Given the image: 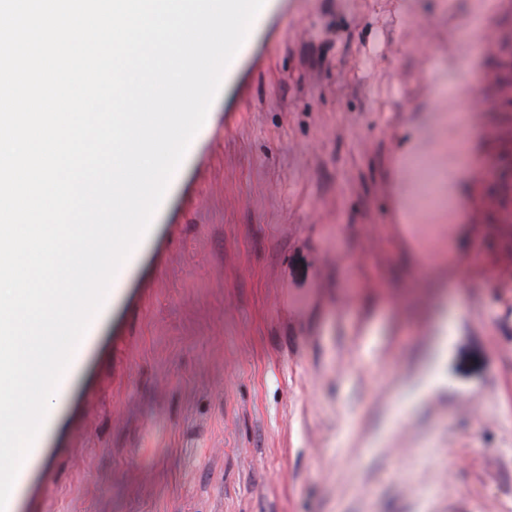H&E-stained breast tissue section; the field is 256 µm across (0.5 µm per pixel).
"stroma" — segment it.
Wrapping results in <instances>:
<instances>
[{
    "instance_id": "1",
    "label": "stroma",
    "mask_w": 512,
    "mask_h": 512,
    "mask_svg": "<svg viewBox=\"0 0 512 512\" xmlns=\"http://www.w3.org/2000/svg\"><path fill=\"white\" fill-rule=\"evenodd\" d=\"M153 224L12 512H512V0H269Z\"/></svg>"
}]
</instances>
